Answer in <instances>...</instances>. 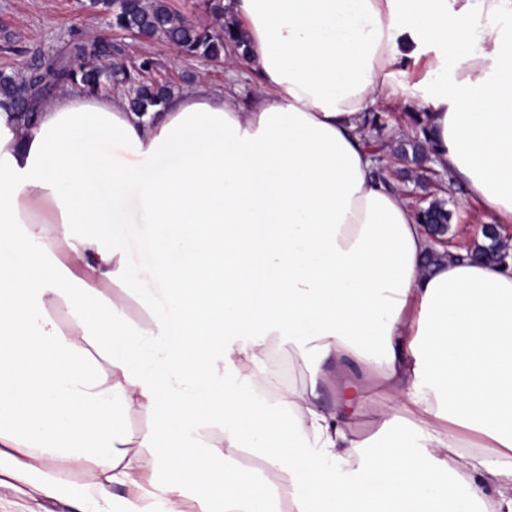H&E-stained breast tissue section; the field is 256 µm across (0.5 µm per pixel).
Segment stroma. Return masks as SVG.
<instances>
[{
  "label": "stroma",
  "mask_w": 512,
  "mask_h": 512,
  "mask_svg": "<svg viewBox=\"0 0 512 512\" xmlns=\"http://www.w3.org/2000/svg\"><path fill=\"white\" fill-rule=\"evenodd\" d=\"M107 40L131 54L142 46L144 55L154 60L153 80L184 90L197 85L213 89L232 84L241 103H248L259 91L261 81L246 65L228 70L223 62L199 58L190 62L178 57L173 46L156 39L139 44L137 38L108 27L84 6V0H0V72L13 73L40 64L49 56L65 51L74 39ZM411 109L397 102L386 106L385 126L375 129L364 125L367 139L377 141L374 159L379 170L402 192L413 206H427L429 200L444 196L452 217L447 237L452 247H474L481 243V227L498 224L494 214L473 202L463 185L448 186L444 175L429 169L427 177L402 179L403 164L392 153L397 140L411 134L414 127ZM500 236L512 241V223L498 224Z\"/></svg>",
  "instance_id": "1"
}]
</instances>
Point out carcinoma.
I'll list each match as a JSON object with an SVG mask.
<instances>
[{
    "label": "carcinoma",
    "instance_id": "1",
    "mask_svg": "<svg viewBox=\"0 0 512 512\" xmlns=\"http://www.w3.org/2000/svg\"><path fill=\"white\" fill-rule=\"evenodd\" d=\"M89 9L104 16L108 25L119 30L138 33L147 38H159L174 45L186 60L205 58L219 60L233 52L245 57L247 38L237 23L228 17L221 0H208L210 23L196 21L172 10L167 0H88ZM114 48L104 41L72 42L64 55L47 59L25 73H0V106L17 113L26 125L35 121L38 105L44 94L61 86H70L86 93L96 94L119 76L131 88L129 107L137 112L159 111L173 95V87L150 84L139 79V73L150 69L153 60L142 57L136 66L128 69L118 62L107 66L97 61L110 59ZM419 133L399 140L393 152L407 165L406 175H416L425 164L421 151L429 149L426 119L413 115ZM423 224L434 237L448 232L450 212L446 202L435 198L419 213ZM476 254L489 260L502 256L501 242L490 239L487 244L473 248Z\"/></svg>",
    "mask_w": 512,
    "mask_h": 512
}]
</instances>
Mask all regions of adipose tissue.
Wrapping results in <instances>:
<instances>
[{"label": "adipose tissue", "instance_id": "1", "mask_svg": "<svg viewBox=\"0 0 512 512\" xmlns=\"http://www.w3.org/2000/svg\"><path fill=\"white\" fill-rule=\"evenodd\" d=\"M224 4L248 105L0 108V484L58 499L89 461L75 512H512V266L445 253L360 133L427 113L433 165L512 221V0ZM135 222L156 297L110 231ZM283 336L306 378L259 396ZM232 86L236 90V98L243 104L248 103L259 91V76L244 64L233 71Z\"/></svg>", "mask_w": 512, "mask_h": 512}]
</instances>
